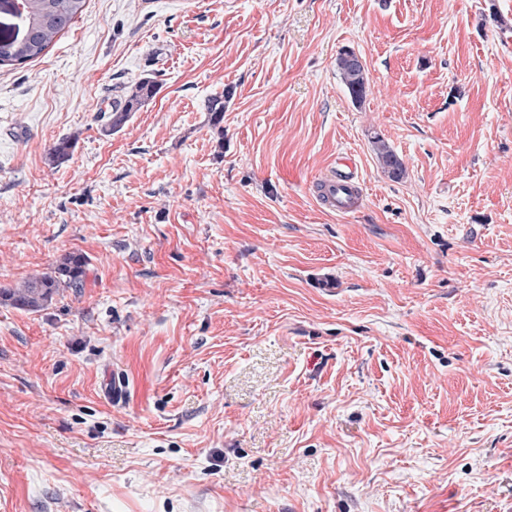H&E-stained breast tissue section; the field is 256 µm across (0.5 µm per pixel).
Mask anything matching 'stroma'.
<instances>
[{
  "mask_svg": "<svg viewBox=\"0 0 512 512\" xmlns=\"http://www.w3.org/2000/svg\"><path fill=\"white\" fill-rule=\"evenodd\" d=\"M67 252L0 305V512H512V0H87L0 67V283ZM336 67L351 98L361 102L365 96L367 79L359 57L352 50L345 49L336 58ZM156 83L151 78H142L126 87L122 107H115L108 116L103 131L108 134L119 131L156 94ZM77 134L62 136L49 145L46 151V161L52 167H57L68 161L78 142ZM374 143L384 171L394 180L402 179L405 175V167L401 158L383 139L377 137ZM341 168L336 167L324 179L322 187L329 204L340 214H349L355 212L362 204V192L357 186L358 179L353 163L350 159H344L339 164ZM87 258L75 252L62 255L49 268L21 284H0V303L29 311H38L63 293L81 288Z\"/></svg>",
  "mask_w": 512,
  "mask_h": 512,
  "instance_id": "35a3bbf8",
  "label": "stroma"
}]
</instances>
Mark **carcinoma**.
Segmentation results:
<instances>
[{
	"instance_id": "cac0c4a2",
	"label": "carcinoma",
	"mask_w": 512,
	"mask_h": 512,
	"mask_svg": "<svg viewBox=\"0 0 512 512\" xmlns=\"http://www.w3.org/2000/svg\"><path fill=\"white\" fill-rule=\"evenodd\" d=\"M86 0H20L25 17L28 36L0 43V66L22 65L35 60L67 31L84 10ZM336 67L351 98L360 102L366 92L365 68L359 57L351 50H343L336 58ZM156 83L142 78L126 87L123 106L115 108L108 116L104 132L119 131L156 94ZM225 95L217 94L208 98L204 109L210 115L211 125L224 134L221 123L224 120ZM78 135L62 136L49 145L46 161L57 167L68 161ZM378 158L384 171L394 180L405 175L401 158L381 138L375 141ZM87 258L75 252L62 255L48 271L34 275L20 284H0V303L29 311H38L64 292L82 286Z\"/></svg>"
}]
</instances>
